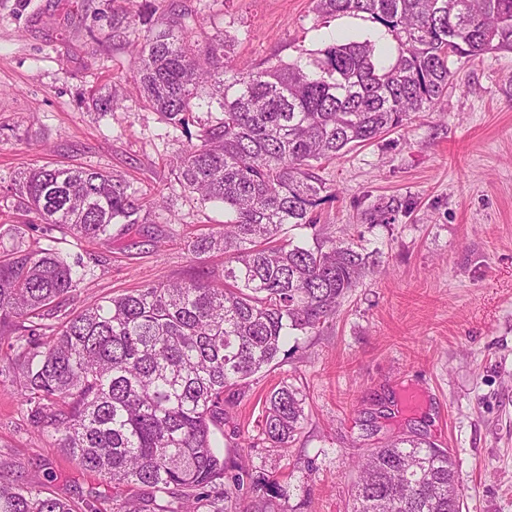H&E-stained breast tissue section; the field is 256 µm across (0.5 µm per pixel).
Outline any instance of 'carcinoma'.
<instances>
[{
  "label": "carcinoma",
  "instance_id": "cac0c4a2",
  "mask_svg": "<svg viewBox=\"0 0 512 512\" xmlns=\"http://www.w3.org/2000/svg\"><path fill=\"white\" fill-rule=\"evenodd\" d=\"M322 17L365 16L395 41L385 57L368 38L336 42L301 63L240 66L221 36L196 45L197 24L171 12L145 22L132 49L144 102L168 123L197 126L172 166V189L224 204L223 227L188 245L225 255L224 280L196 275L64 311L77 267L51 245L0 256V327L27 334L14 347L16 395L42 436L112 484L123 512H234L249 480L254 512H280L284 490L261 471L229 465L212 445L226 389L283 352L291 332H315L370 266L362 246L313 234L325 191L316 170L403 125L447 91L449 58L512 51V0H314ZM232 76H227V73ZM207 107L220 116L206 122ZM29 224L109 238L146 207L112 172L34 166L10 187ZM302 399L273 389L263 439L286 448ZM353 512H448L461 501L455 461L416 435L370 448L358 465ZM0 512H71L39 489L0 484Z\"/></svg>",
  "mask_w": 512,
  "mask_h": 512
}]
</instances>
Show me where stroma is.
<instances>
[{"label":"stroma","instance_id":"35a3bbf8","mask_svg":"<svg viewBox=\"0 0 512 512\" xmlns=\"http://www.w3.org/2000/svg\"><path fill=\"white\" fill-rule=\"evenodd\" d=\"M147 7L204 19L199 40L227 36L252 66L303 61L335 34L380 29L360 16L318 17L313 0H0V252L52 235L62 257L82 263L70 311L224 272L223 254L187 250L218 230L224 208L168 188L188 138L131 78L143 26L112 35L114 14ZM449 68L433 108L324 164L319 228L377 264L330 324L290 337L286 355L240 387L214 431L227 462L279 479L283 512H352L362 449L415 434L453 456L463 512H512V52L454 56ZM116 88L119 107L98 111L92 96ZM44 164L118 173L163 199L143 223L113 225L108 242L12 222L7 187ZM386 203L394 221L373 220ZM17 342L14 330L0 332V482L39 488L72 512H117L111 484L34 431L16 396ZM285 384L303 397L304 421L281 450L259 425L267 395ZM408 391L422 397L412 412L401 407Z\"/></svg>","mask_w":512,"mask_h":512}]
</instances>
